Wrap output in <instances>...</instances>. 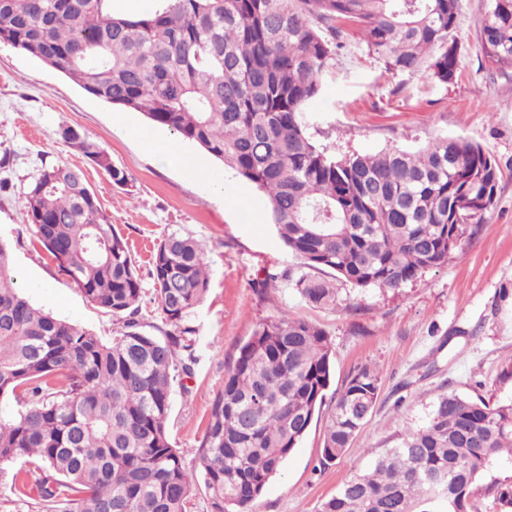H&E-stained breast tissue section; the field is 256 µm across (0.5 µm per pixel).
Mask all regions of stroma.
<instances>
[{
    "instance_id": "obj_1",
    "label": "stroma",
    "mask_w": 512,
    "mask_h": 512,
    "mask_svg": "<svg viewBox=\"0 0 512 512\" xmlns=\"http://www.w3.org/2000/svg\"><path fill=\"white\" fill-rule=\"evenodd\" d=\"M485 0H462L455 37L460 75L442 86L421 75L388 77L355 40L337 56L334 74L309 105L308 132L336 153L417 149L439 134L480 143L502 170L494 206L479 230L448 263L399 290H360L336 281V302L315 306L285 284L258 293L266 272L298 262L270 224L258 190L212 161L228 193L244 192L254 207H232L143 151L113 121L111 104L87 94L62 73L0 46V242L23 294L54 316L111 339L117 321L74 286L32 236L22 218L24 192L42 165L83 168L103 209L127 239L145 290H152V254L167 234L198 240L209 266V291L190 318L197 362L173 386L170 437L194 483L189 512H212L197 447L237 348L257 325L281 312L323 328L332 347L330 392L362 366L376 369L381 390L367 424L329 466L319 463L327 417L319 415L267 484L250 512H317L320 503L398 435L422 426L444 393L512 402V75L494 73L478 42ZM71 125L94 139L124 169L114 186L100 168L58 135ZM18 464L0 473V512H43L34 486L15 488Z\"/></svg>"
}]
</instances>
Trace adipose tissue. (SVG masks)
I'll return each instance as SVG.
<instances>
[{"label":"adipose tissue","mask_w":512,"mask_h":512,"mask_svg":"<svg viewBox=\"0 0 512 512\" xmlns=\"http://www.w3.org/2000/svg\"><path fill=\"white\" fill-rule=\"evenodd\" d=\"M127 131L147 151L156 155L163 163L182 170L189 178L197 182L204 190L217 195L224 194L225 181L217 176L202 162L188 155L178 140L164 139L153 132L131 124Z\"/></svg>","instance_id":"obj_1"}]
</instances>
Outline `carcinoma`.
I'll use <instances>...</instances> for the list:
<instances>
[{
	"label": "carcinoma",
	"mask_w": 512,
	"mask_h": 512,
	"mask_svg": "<svg viewBox=\"0 0 512 512\" xmlns=\"http://www.w3.org/2000/svg\"><path fill=\"white\" fill-rule=\"evenodd\" d=\"M112 0H0V45L91 96L142 112L263 193L299 272L267 273L306 301L336 303L318 273L399 289L448 262L494 205L501 170L479 143L434 137L416 150L335 154L307 132V105L354 36L392 77L456 81L461 0H159L131 15ZM484 58L512 69V0H486ZM58 135L124 186L126 172L86 133ZM23 223L86 298L121 322L105 341L34 307L0 242V466L23 461L45 512H188L193 475L168 434L176 373L196 363L190 313L209 288L199 243L157 244L154 300L168 329L143 331V288L124 236L78 167L29 184ZM325 331L283 311L237 352L198 452L215 512H245L325 405ZM381 388L363 366L331 405L320 465L369 421ZM512 512V403L440 395L426 423L343 482L318 512Z\"/></svg>",
	"instance_id": "1"
}]
</instances>
